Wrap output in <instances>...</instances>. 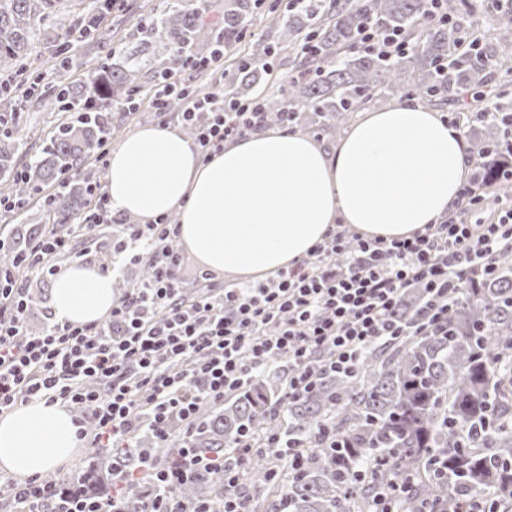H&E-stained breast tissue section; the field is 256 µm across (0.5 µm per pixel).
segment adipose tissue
Segmentation results:
<instances>
[{"instance_id": "ef3b65f1", "label": "adipose tissue", "mask_w": 512, "mask_h": 512, "mask_svg": "<svg viewBox=\"0 0 512 512\" xmlns=\"http://www.w3.org/2000/svg\"><path fill=\"white\" fill-rule=\"evenodd\" d=\"M470 166L460 132L437 113L397 104L368 113L326 152L302 132L266 130L202 160L178 129L150 124L113 148L112 211L142 223L174 213L185 246L211 271L261 280L292 266L338 225L403 239L448 213ZM53 309L75 324L116 301L110 275L80 266L57 278ZM76 427L33 401L0 416V469L25 479L70 461Z\"/></svg>"}]
</instances>
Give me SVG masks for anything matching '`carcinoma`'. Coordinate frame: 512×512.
Wrapping results in <instances>:
<instances>
[{"label":"carcinoma","mask_w":512,"mask_h":512,"mask_svg":"<svg viewBox=\"0 0 512 512\" xmlns=\"http://www.w3.org/2000/svg\"><path fill=\"white\" fill-rule=\"evenodd\" d=\"M84 0H0V183L21 202L34 192L70 177L77 188L57 191L48 204L55 230L62 231L84 214L92 179L81 175L86 158L112 130V117L98 111V101L124 102L139 90L146 63L131 55L124 64L92 67L87 82L72 86L63 72L72 64L70 44L56 56L57 79L41 87L21 78L31 65L32 42L48 21L62 20ZM247 0H226L224 29L207 30L196 9L169 17L151 16L144 48L162 61L159 75L185 65V51L205 55L219 44L229 50L245 23ZM112 12L107 0H92L67 35L80 42L99 40ZM374 21L396 29L413 42L400 56L382 60L356 48L358 28ZM315 51H301L306 36ZM460 26L441 25L425 16L424 0H319L305 12L273 13L253 36L247 58L228 75L230 90L243 95L270 73V59L290 49L299 57L301 78L289 77L276 95L259 98L276 119L280 112L297 118L311 112L322 130H341L351 113L384 97L411 96L424 105L467 96L481 83L490 64L512 62V25L497 30L485 58L460 61L442 75L437 62L459 54ZM35 99L54 110L64 103L83 112L62 124L45 141L38 157L18 169L14 157L23 137L16 121L19 101ZM38 235L18 234V246L0 256L6 269L15 255ZM458 297L445 324L425 333L399 336L369 349L349 376L321 374L314 391L282 405L281 379L258 376L224 400L222 407L199 417L189 444L236 464L232 450L242 434L271 439L265 453L239 471V487L250 512H374L381 488L390 492L393 512H468L470 501L486 496L498 512H512V364H500L512 348V252L498 258L491 278L469 273L460 279ZM425 289L403 297L395 319L411 328L427 307ZM182 427L174 423L171 440L153 448L129 440L126 448H100L82 470L86 488L100 486L112 496V484L100 481L110 471L137 473L151 462L164 464L180 451ZM304 460L295 473L278 461L287 451ZM185 503L224 504V476L202 472L178 490Z\"/></svg>","instance_id":"obj_1"}]
</instances>
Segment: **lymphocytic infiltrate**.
<instances>
[{
	"label": "lymphocytic infiltrate",
	"instance_id": "obj_1",
	"mask_svg": "<svg viewBox=\"0 0 512 512\" xmlns=\"http://www.w3.org/2000/svg\"><path fill=\"white\" fill-rule=\"evenodd\" d=\"M186 65L209 73L211 92L188 96L180 81L166 79L156 84L152 107L164 116L180 100L176 119L194 130L202 159L274 124L257 101L225 97L224 75L210 72L208 62L190 56ZM489 199L471 177L459 190L457 216L412 237L387 242L337 231L275 278L224 288L205 281L190 299L165 245L178 225L164 218L124 224L119 250L132 261L149 258L144 279L119 296L108 320L54 318L35 334L26 327L29 297L21 280L0 271V414L37 399L82 407L76 437L91 452L117 447L140 423L165 442L171 418L191 434L201 406L223 402L280 355L290 366L286 397L300 399L323 371L351 374L365 350L403 335L394 313L406 288L418 283L427 290L431 325L447 317L462 276L496 274L502 249L512 245V208L495 222L482 221ZM112 221L110 200L99 195L71 233L49 230L32 242L20 258L25 275L54 274L53 259L72 234ZM201 470L223 474L224 512H248L236 470L188 445L150 468L136 509L125 501L128 479L118 472L106 504L78 491L56 492L38 475L21 484L0 480V495L15 512H189L174 492Z\"/></svg>",
	"mask_w": 512,
	"mask_h": 512
}]
</instances>
